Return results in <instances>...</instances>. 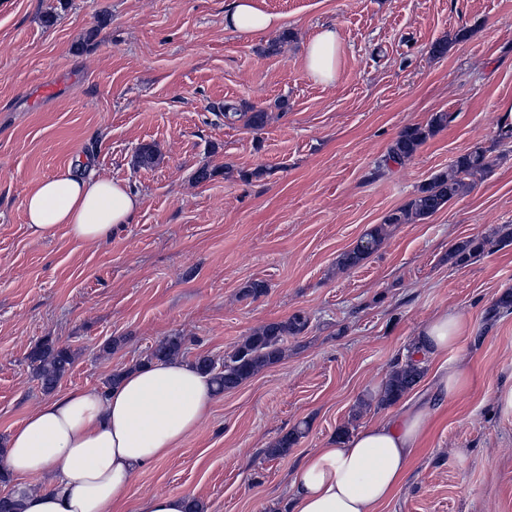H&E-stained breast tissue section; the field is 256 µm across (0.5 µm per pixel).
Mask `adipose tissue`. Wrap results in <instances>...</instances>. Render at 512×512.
I'll return each mask as SVG.
<instances>
[{
	"instance_id": "1",
	"label": "adipose tissue",
	"mask_w": 512,
	"mask_h": 512,
	"mask_svg": "<svg viewBox=\"0 0 512 512\" xmlns=\"http://www.w3.org/2000/svg\"><path fill=\"white\" fill-rule=\"evenodd\" d=\"M225 28L242 33L281 29L279 15L256 0H232ZM341 36L322 25L307 42L304 63L318 83L334 84ZM140 206L126 185L65 169L36 183L23 208L32 236L58 229L79 243H101L131 223ZM463 317L443 311L418 332L416 348L435 355L456 344ZM214 389L192 362L174 359L122 372L104 391L71 389L33 409L4 441L0 468L17 478L49 473L48 491H18L20 512H113L135 474L167 458L208 418ZM430 414L406 409L398 420L362 426L349 439L308 455L289 486V512H377L404 482Z\"/></svg>"
}]
</instances>
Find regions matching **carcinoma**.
<instances>
[{
	"label": "carcinoma",
	"instance_id": "obj_1",
	"mask_svg": "<svg viewBox=\"0 0 512 512\" xmlns=\"http://www.w3.org/2000/svg\"><path fill=\"white\" fill-rule=\"evenodd\" d=\"M223 115L229 123L242 121L253 129L263 127L267 118L266 112L262 110L241 112L232 104L224 105ZM449 121L448 113L437 112L424 126L405 127L390 145L388 160L398 162L412 157L428 138L447 126ZM494 163L489 149L481 145L473 146L467 153L458 157L448 172L432 178L407 204L390 213L384 223L368 230L355 246L341 255L340 266L345 269L359 266L381 245L388 226L413 224L435 214L467 191L470 187L469 179L486 173ZM511 242L512 228L504 225L495 232L493 238L474 237L453 246L450 257L461 264ZM308 326V317L295 313L284 321L271 322L254 331L232 353L224 356L222 365H217V360L209 355L197 356L194 364L201 373L210 376L211 381L217 386V391L222 393L239 386L264 367L278 362L283 356L286 338L304 333ZM185 350L184 337L168 336L148 348L140 364L165 362L184 355ZM28 359L33 376L40 383L42 390L51 393L71 371L75 353L70 346L46 337L32 347ZM423 373L420 361L411 356L396 364L385 381L381 402L392 404L400 400L418 384ZM301 437L302 431L298 428L288 431L268 449V455L274 458L287 456Z\"/></svg>",
	"mask_w": 512,
	"mask_h": 512
}]
</instances>
